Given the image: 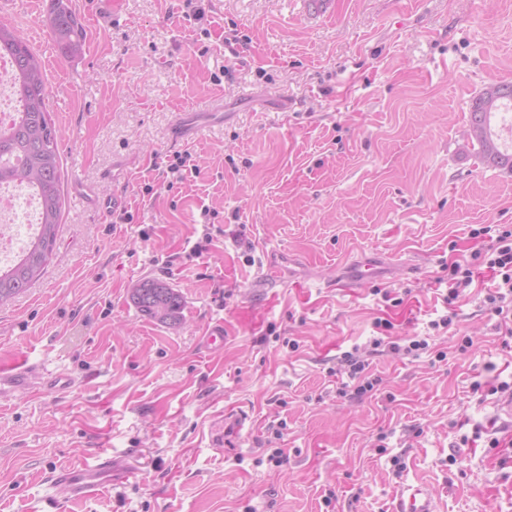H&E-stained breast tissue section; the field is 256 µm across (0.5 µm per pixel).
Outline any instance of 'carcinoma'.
Returning <instances> with one entry per match:
<instances>
[{"mask_svg":"<svg viewBox=\"0 0 512 512\" xmlns=\"http://www.w3.org/2000/svg\"><path fill=\"white\" fill-rule=\"evenodd\" d=\"M45 26L67 58L83 52L81 26L69 0H50ZM0 53L11 60L10 82L18 110L8 126L0 127V184L31 188L40 200L38 233L22 254L6 269H0V306L15 299L45 272L56 248L63 200L58 153L59 129L49 110V89L42 63L27 41L16 30L0 22ZM503 93L495 108L485 107V94L475 96L470 106V126L476 134L472 144L483 163L512 171V150L502 148L496 131V118L504 103L512 105V84L496 87ZM130 299L145 317L160 324L174 325L183 320L182 296L161 280L137 283Z\"/></svg>","mask_w":512,"mask_h":512,"instance_id":"1","label":"carcinoma"}]
</instances>
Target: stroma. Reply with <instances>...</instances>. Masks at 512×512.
I'll return each instance as SVG.
<instances>
[{"instance_id":"stroma-1","label":"stroma","mask_w":512,"mask_h":512,"mask_svg":"<svg viewBox=\"0 0 512 512\" xmlns=\"http://www.w3.org/2000/svg\"><path fill=\"white\" fill-rule=\"evenodd\" d=\"M118 2L100 25L72 0L76 59L43 24L49 0L0 13L44 62L64 199L44 276L0 306V363H30L0 383V512H391L407 484L437 512H512L490 273L429 329L449 311L443 264L487 247L472 228L512 225V172L469 133L473 97L512 83V0ZM189 112L224 120L173 141ZM184 151L197 171L171 173ZM115 187L127 207L107 223L94 200ZM148 278L182 295L181 324L134 307ZM379 318L431 353L372 356L375 395L337 397L330 368ZM103 451L97 495L49 482Z\"/></svg>"}]
</instances>
